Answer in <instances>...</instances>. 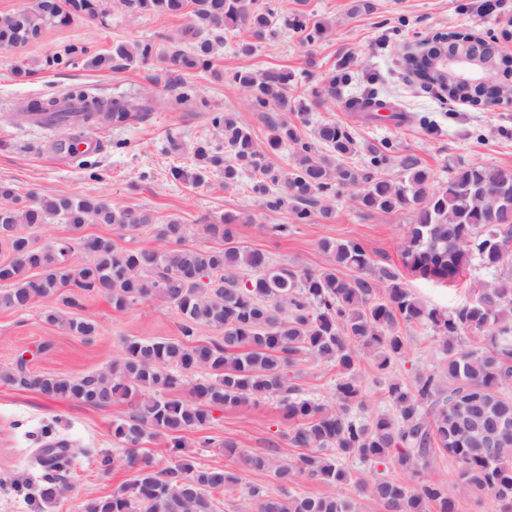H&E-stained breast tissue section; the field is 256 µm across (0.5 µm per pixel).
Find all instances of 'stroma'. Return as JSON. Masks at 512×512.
Instances as JSON below:
<instances>
[{"instance_id": "1", "label": "stroma", "mask_w": 512, "mask_h": 512, "mask_svg": "<svg viewBox=\"0 0 512 512\" xmlns=\"http://www.w3.org/2000/svg\"><path fill=\"white\" fill-rule=\"evenodd\" d=\"M353 0H307V7L329 20L328 35L314 43L304 42L276 22L265 39L256 41L251 54L239 46L243 31L225 35L224 44L211 70H194L186 77L194 90L193 100L180 107L171 102L177 87L168 84L160 61L125 69H96L82 64L65 71L45 68L47 56L64 45L80 42L90 54L111 53L119 42L132 44L177 32L183 18L136 14L117 5L109 6L103 19H79L65 27H50L36 42L0 49V181L13 183L18 192L52 196L64 193L75 198L98 197L134 210L149 212L156 223L178 221L182 242L196 249L215 247L203 227L219 222L227 212L251 215L252 223L238 227L241 246L264 253L273 264L321 269L331 261L319 247L322 239L360 242L381 265L402 269L399 244L411 222L408 210L373 213L356 204L349 190H341L330 205L331 219L312 215L297 222L288 210H271L251 190V176H243L233 188H225L222 175L211 171L202 181H175L168 175L173 166L193 167V147L208 140L224 151V136L210 119L215 112H236L249 125L258 146H265L269 116L288 117L302 138L313 140L320 123L345 126L356 142L351 163L370 166L371 158L383 154L381 176L397 179L400 159L416 156L432 176L434 186L446 183L452 166L481 163L512 168V103L472 106L448 99L425 88L401 65L405 46L438 31L474 32L484 36L512 31V0L494 16L478 13L475 0H371L370 9L352 13ZM29 67L26 78L16 77V65ZM269 68L288 70L293 76L289 101L304 100L309 107L306 121L293 110L277 106L258 111L232 80L234 72ZM81 85L108 98H123L148 105L137 121L124 127L99 126L103 150L95 155L49 157L57 130L31 126L16 116L13 104L22 100L60 95ZM402 113V120L378 121L367 113L346 108L348 100L366 91ZM274 224H284V237L271 233ZM404 280L428 307L450 309L471 299L475 284L487 280V272L471 266L453 286L423 281L404 271ZM45 305L36 302L24 311L0 309V368L26 359L31 373L79 376L101 369L121 355L130 338H180L181 318L169 304L149 299L124 311L114 310L99 295L84 296L75 314L93 319L98 332L84 340L47 324ZM407 339L405 358L395 360L391 372L403 381L416 373L433 370L442 363L439 341L429 326L412 325L402 330ZM297 380L301 396L329 405L334 401L336 366L308 356L299 360ZM133 400L113 401L97 409L67 399H48L32 389L0 385V512H36L31 497L33 484L46 469L39 455L41 429L54 425L59 438L68 441L74 456L65 475L67 491L46 512H82L87 500L111 495L132 478L124 468L103 467V459L119 455L112 436L113 421L128 417ZM291 423L285 420L277 399L261 404H243L216 412L206 433H186L187 451L202 467H226L239 478L234 495H215L217 512H245L249 487L260 485L279 494L271 473L253 471L244 454L272 452L286 462L297 458L299 448L289 439ZM216 440L213 448L201 447L202 436ZM235 444L236 455L220 449V442ZM433 475L458 493L460 512H499L488 496L459 491L456 465L438 459Z\"/></svg>"}]
</instances>
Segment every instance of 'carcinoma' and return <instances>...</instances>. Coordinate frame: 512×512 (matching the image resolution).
<instances>
[{
	"label": "carcinoma",
	"instance_id": "carcinoma-1",
	"mask_svg": "<svg viewBox=\"0 0 512 512\" xmlns=\"http://www.w3.org/2000/svg\"><path fill=\"white\" fill-rule=\"evenodd\" d=\"M138 14L189 17L178 39L188 48L163 50L154 42L119 44L109 55L89 56L80 43L45 58V66L65 69L83 62L113 69L146 64L157 58L169 82L181 87L174 98L186 104L191 89L184 76L207 69L224 44V33L247 30L254 39L269 31L276 11L258 0H122ZM288 25L314 42L329 29L321 17L304 9L306 0ZM104 0H33L30 5L0 14V48L16 47L41 37L48 26H67L76 19L104 15ZM436 48L449 53L476 50L504 71L508 60L495 54L496 46L478 34L441 33ZM404 69L426 88L452 100L472 104L485 88L448 83L427 72L424 58L403 56ZM233 79L265 109L288 107L292 75L282 69L260 73L241 70ZM64 99L79 104L85 119H102L122 127L148 111L126 99H105L76 87ZM60 98L22 101L16 112H57ZM214 127L224 132L228 155L200 142L193 155L198 172L170 169L175 180L202 179L210 170L222 172L224 187L238 184L242 174H258L252 191L272 210L286 209L307 220L320 200L347 188L362 208L381 213L407 209L411 224L402 242L404 266L414 276L432 283H452L478 262L494 271L492 279L473 289L475 298L448 311L429 308L406 286L399 270L379 265L359 243L324 239L320 249L332 266L320 270L275 266L258 250L238 244L237 225L252 218L226 213L204 232L222 242L208 250L173 247L180 241L181 224L171 221L154 229L161 245L150 249L119 250L112 240L81 235L86 224H116L137 229L154 223L141 210L114 208L101 200L22 195L0 182V243L9 255L0 261V308L24 311L37 300L48 308L44 320L74 336L96 334L89 318L66 317L79 307L77 288L104 296L117 311L148 299L172 305L182 319L183 339H127L121 356L106 367L78 377L32 374L24 359L0 369V383L31 388L49 399H68L106 408L118 398L136 400L134 412L112 423V436L124 449L112 460L134 473L132 482L106 497L87 501L83 512H215L213 494L235 490L239 478L227 469L203 468L181 452L183 434L202 431L220 408L244 402L255 405L277 395L284 418L293 424L290 442L306 448L290 463L274 465L265 453L246 456L255 471H268L280 483L275 496L264 487L249 489L252 512H353L340 495L317 496L288 488L300 477L336 487L353 485L375 500L384 512H459L457 498L429 469L436 454H446L456 467L457 483L476 495L493 497L499 512H512V169L494 165L458 164L448 181L432 188L429 169L412 156L399 161L401 177H375L349 162L355 140L336 123L320 124L310 143L301 138L288 118H269L266 151L258 149L251 129L236 113H216ZM328 147L319 152L317 145ZM292 148V163L277 169L266 162V152ZM52 219L64 221L71 236L40 245L28 230ZM89 260L71 261L77 253ZM358 276L343 279L336 268ZM429 324L440 338L445 363L419 372L412 383L397 378L379 381L391 414L361 418L364 407L359 382L361 353L374 354L376 369L386 374L392 362L407 352L402 327ZM201 328L218 337L206 343L186 339ZM472 329L479 345L465 349L462 331ZM310 355L339 370L334 390L336 406L327 407L299 396L293 379L298 356ZM199 370L182 394L185 376ZM40 454L50 457L53 470L66 472L73 456L69 444L49 430ZM147 437H161L173 449L168 465L159 470L138 448ZM357 459L375 470L390 464L405 472L411 483L380 475L354 476L340 461ZM60 477L47 476L35 500L44 505L59 496Z\"/></svg>",
	"mask_w": 512,
	"mask_h": 512
}]
</instances>
